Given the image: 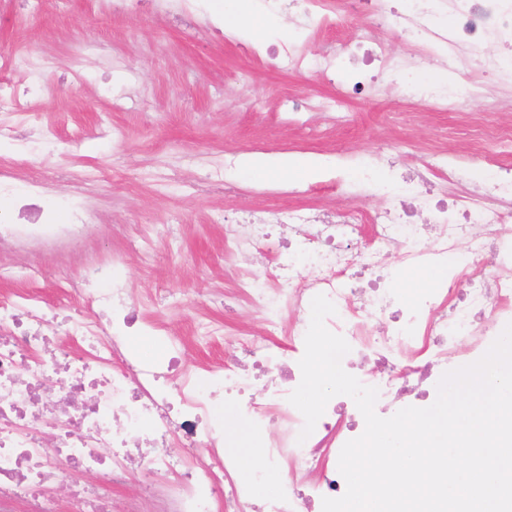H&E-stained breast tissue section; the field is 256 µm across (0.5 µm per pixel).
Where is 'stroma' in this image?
Returning a JSON list of instances; mask_svg holds the SVG:
<instances>
[{
	"label": "stroma",
	"mask_w": 512,
	"mask_h": 512,
	"mask_svg": "<svg viewBox=\"0 0 512 512\" xmlns=\"http://www.w3.org/2000/svg\"><path fill=\"white\" fill-rule=\"evenodd\" d=\"M225 0H210L211 11L189 26L160 9L114 16L100 0H43L30 10L24 0H0V53L50 55L48 68L26 67L13 74L16 94L29 109L23 129L32 151L64 169L95 173L83 186L97 223L93 250L126 255L125 286L145 300L151 333L141 344L147 353L162 350L167 338L181 341L180 362L216 371L230 363L237 339L258 335L262 321L245 300L233 316L210 297H235L243 272H262L261 259H242L224 249V217L244 208L311 206L336 210L359 203L378 206L369 193L351 201L332 179L350 180L385 141L399 147L405 165L427 161L433 150L465 161L483 126L482 109L435 112L399 101L383 87L364 101L347 102L341 113L308 112L289 119L281 107L287 96H332L336 87L320 77L284 71L271 61L244 54L252 42L249 21L235 31L210 32ZM52 129V142L41 133ZM120 132L124 154L113 163V132ZM338 153L334 175L306 183L266 174L241 183L236 196L203 190L208 164L225 154L261 153L295 159ZM178 220L180 239L155 238L157 258L143 267L132 245L154 236L156 225ZM86 254L59 260L27 253H0V267L14 279L0 291L33 290L54 305L65 288L60 270L77 273ZM38 263L42 278L19 275ZM225 325L224 333L197 338L199 322Z\"/></svg>",
	"instance_id": "1"
}]
</instances>
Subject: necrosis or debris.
Listing matches in <instances>:
<instances>
[{
	"label": "necrosis or debris",
	"mask_w": 512,
	"mask_h": 512,
	"mask_svg": "<svg viewBox=\"0 0 512 512\" xmlns=\"http://www.w3.org/2000/svg\"><path fill=\"white\" fill-rule=\"evenodd\" d=\"M272 13L292 11L307 30L334 26L335 0H264ZM345 0L348 12L371 19L383 29L406 35L417 49L394 55L383 39L366 34L327 45L310 58L301 44L287 40L250 47L251 55L275 57L283 68L326 77L339 75V95L318 100L324 112L340 110L348 99L369 97L378 74L391 77L400 96L420 100L436 112L470 103L496 108L512 105V0ZM448 12L451 25L432 18ZM506 47L488 53V44ZM468 58L478 80L457 76ZM26 109L0 80V135L11 137L15 151L28 155L16 137ZM480 161L487 174L473 180L468 168L438 155L400 177L387 153H376L357 179L342 191L368 190L381 204L334 214L297 208L252 212L224 227V246L240 255L262 248L276 274L274 287L243 278L238 289L262 319L264 332L240 342L244 365L209 375L182 367L173 355H146L134 341L146 335L147 321L122 286L121 253L89 264L69 280L72 294L95 304L96 317L64 315L53 323L41 296L33 291L0 295V512H62L44 493L57 484L62 463L78 472H95V484L72 482L63 512H118L113 486L134 471L144 479L141 492L161 499L163 512H322L323 498L344 494L338 470L343 445L356 438L360 424L335 423V403L307 439H300L302 414L288 397L299 385L311 301L325 295L336 307L326 327L352 350L379 357L380 373L359 374L377 388L376 413L398 410L393 393L406 380L414 359L420 371L418 397L430 406L432 373L450 371L480 359L512 323V164L498 160L512 149V130L481 136ZM46 185L38 180L16 192L9 168L0 167V194L15 195L16 208L0 224V250L66 249L84 238L92 221L87 204L75 206L66 221L42 206ZM492 254L496 275L481 266ZM439 267L447 275L439 287L413 298H396L390 284L398 267ZM307 275L296 287L294 271ZM294 307L298 318L284 322L275 298ZM290 340L288 348L275 337ZM57 388L45 398L49 383ZM237 405L253 423V436L267 463L288 467L305 484L282 485L263 498L252 483L234 479L237 462L224 452V433L216 422L219 403ZM53 430L54 448L44 434ZM205 448L211 463H191L173 447Z\"/></svg>",
	"instance_id": "necrosis-or-debris-1"
}]
</instances>
